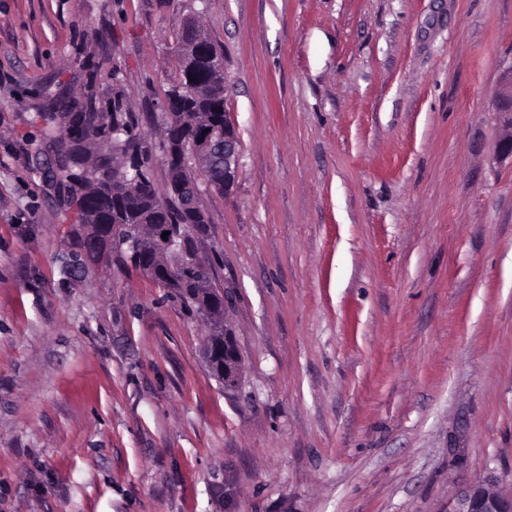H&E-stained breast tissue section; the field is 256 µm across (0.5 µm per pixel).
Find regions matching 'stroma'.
<instances>
[{
    "label": "stroma",
    "mask_w": 512,
    "mask_h": 512,
    "mask_svg": "<svg viewBox=\"0 0 512 512\" xmlns=\"http://www.w3.org/2000/svg\"><path fill=\"white\" fill-rule=\"evenodd\" d=\"M188 14L240 140L234 192L201 191L232 391L202 316L87 255L41 136L49 100L124 104L153 150ZM510 67L512 0H0V512L512 495ZM500 134L495 146L497 158L512 161V67L502 76L500 90L494 104Z\"/></svg>",
    "instance_id": "obj_1"
}]
</instances>
